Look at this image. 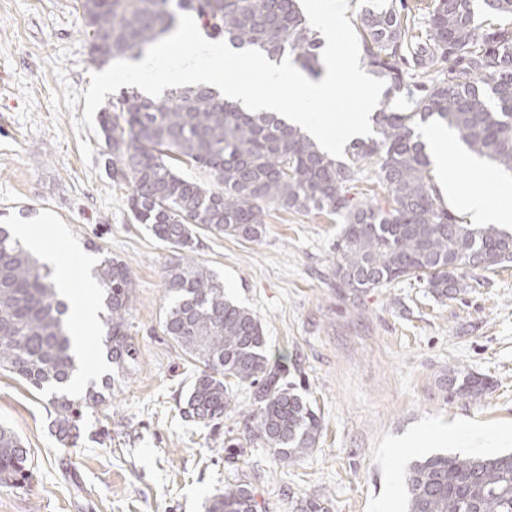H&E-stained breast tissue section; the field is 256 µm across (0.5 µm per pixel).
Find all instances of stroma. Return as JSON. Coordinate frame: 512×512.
I'll use <instances>...</instances> for the list:
<instances>
[{"mask_svg":"<svg viewBox=\"0 0 512 512\" xmlns=\"http://www.w3.org/2000/svg\"><path fill=\"white\" fill-rule=\"evenodd\" d=\"M96 68L77 0H0V224L24 225L76 285L91 281L100 251L130 270L128 336L135 362L112 372L97 315L69 309L78 338L70 382L84 394L113 376L104 404L83 411L81 437L53 435L48 393L0 370V425L31 459L24 487L0 485V512H209L225 484L250 482L257 512H404L413 454L397 445L424 425L512 429V265L477 270L466 292L433 297L402 279L362 294L336 287L341 227L331 217L272 211L259 241L199 231L194 256L228 298L253 310L271 359L286 368L321 419L316 448L273 459L249 428L253 389L233 386L220 425L186 420L194 375L161 321L170 248L134 223L129 187L113 184L105 144L83 125ZM479 377L475 396L451 394L449 370Z\"/></svg>","mask_w":512,"mask_h":512,"instance_id":"obj_1","label":"stroma"}]
</instances>
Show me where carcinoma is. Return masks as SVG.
Here are the masks:
<instances>
[{"label": "carcinoma", "instance_id": "obj_1", "mask_svg": "<svg viewBox=\"0 0 512 512\" xmlns=\"http://www.w3.org/2000/svg\"><path fill=\"white\" fill-rule=\"evenodd\" d=\"M78 0L95 64L138 58L193 13L207 35L268 60L288 54L321 75V40L298 0ZM416 17L406 0H367L356 20L363 58L385 81L383 107L372 117L376 137L357 139L337 161L275 112H253L205 86L177 87L161 98L135 88L99 115L106 170L131 187L133 220L172 248L165 269L164 335L196 363L182 414L208 426L231 409L228 378L254 387L250 432L280 461L316 447L321 432L310 403L271 363L257 316L224 295L214 273L190 253L197 230L257 241L270 210L334 216L343 228L332 275L352 292L402 278L421 279L438 298L469 287L477 269L512 263V234L495 224H469L439 196L418 127L439 122L467 150L512 173V26L479 15L512 16V0H430ZM403 98L406 111L388 100ZM193 167L204 174L184 173ZM376 178L380 192L357 197L356 183ZM106 312V360L122 369L136 359L126 315L135 288L129 269L104 255L92 269ZM54 271L0 225V370L32 387L53 390L59 440L75 443L83 404L104 401L90 389L74 398L76 371ZM485 383L448 371V389L477 394ZM29 478L28 450L0 427V484ZM406 512H512V453L493 457L434 454L408 467ZM210 512H257L251 485L224 486Z\"/></svg>", "mask_w": 512, "mask_h": 512}]
</instances>
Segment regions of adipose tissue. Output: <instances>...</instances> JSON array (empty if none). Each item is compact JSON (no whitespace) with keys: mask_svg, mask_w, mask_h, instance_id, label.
<instances>
[{"mask_svg":"<svg viewBox=\"0 0 512 512\" xmlns=\"http://www.w3.org/2000/svg\"><path fill=\"white\" fill-rule=\"evenodd\" d=\"M424 137L435 166H442L451 158L464 171L490 177L495 189L491 199L479 190L462 188L455 181L439 182L449 200L468 214L470 223L512 224V177L489 173L484 162L470 154L447 128L429 127Z\"/></svg>","mask_w":512,"mask_h":512,"instance_id":"adipose-tissue-1","label":"adipose tissue"}]
</instances>
